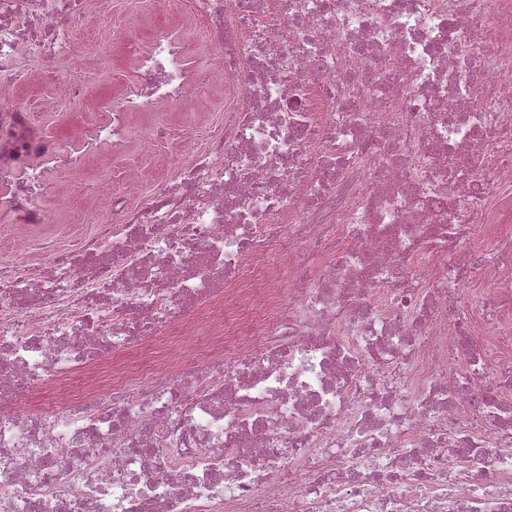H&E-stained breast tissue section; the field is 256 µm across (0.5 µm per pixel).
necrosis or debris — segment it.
<instances>
[{
	"label": "necrosis or debris",
	"mask_w": 512,
	"mask_h": 512,
	"mask_svg": "<svg viewBox=\"0 0 512 512\" xmlns=\"http://www.w3.org/2000/svg\"><path fill=\"white\" fill-rule=\"evenodd\" d=\"M191 6L217 71L160 27L60 140L19 87L83 101L91 0H0V512H512V360L474 341L512 339V0ZM219 78L188 163L29 249L53 175Z\"/></svg>",
	"instance_id": "obj_1"
}]
</instances>
